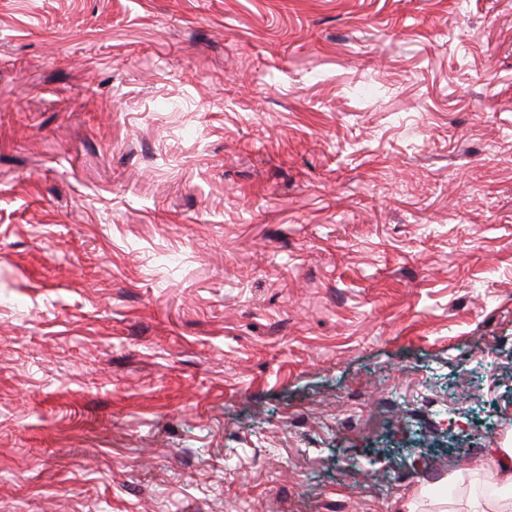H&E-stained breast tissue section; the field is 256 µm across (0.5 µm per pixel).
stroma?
<instances>
[{"label":"stroma","instance_id":"obj_1","mask_svg":"<svg viewBox=\"0 0 512 512\" xmlns=\"http://www.w3.org/2000/svg\"><path fill=\"white\" fill-rule=\"evenodd\" d=\"M512 441V0H0V512H467Z\"/></svg>","mask_w":512,"mask_h":512}]
</instances>
